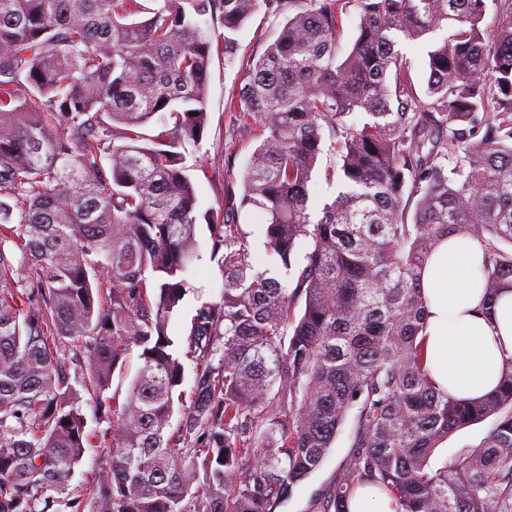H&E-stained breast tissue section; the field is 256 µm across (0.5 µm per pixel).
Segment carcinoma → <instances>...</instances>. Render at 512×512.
Wrapping results in <instances>:
<instances>
[{
    "label": "carcinoma",
    "mask_w": 512,
    "mask_h": 512,
    "mask_svg": "<svg viewBox=\"0 0 512 512\" xmlns=\"http://www.w3.org/2000/svg\"><path fill=\"white\" fill-rule=\"evenodd\" d=\"M494 2L491 34L487 0H0V512H271L350 416L319 512H349L365 485L399 512H512V355L490 396L452 398L426 367L421 287L454 233L483 243L489 301L512 283V0ZM260 9L279 30L248 54L234 34ZM444 27L421 90L397 45ZM216 41L238 66L227 107L260 144L205 217L224 288L182 350L168 323L199 257L182 159ZM325 151L340 190L314 220ZM245 209L266 214L282 277L249 262ZM135 350L125 402L106 405ZM68 352L110 423L86 494L68 493L95 438ZM490 417L479 447L434 464ZM493 421L494 418H489L457 431L438 449L436 461L441 464L448 459L449 462L458 448L478 446L492 427Z\"/></svg>",
    "instance_id": "obj_1"
}]
</instances>
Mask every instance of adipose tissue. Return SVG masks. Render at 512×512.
<instances>
[{
	"label": "adipose tissue",
	"instance_id": "ef3b65f1",
	"mask_svg": "<svg viewBox=\"0 0 512 512\" xmlns=\"http://www.w3.org/2000/svg\"><path fill=\"white\" fill-rule=\"evenodd\" d=\"M484 249L472 237L444 239L422 276L427 316L426 361L436 384L457 399L483 398L496 388L504 354H512V288L484 310Z\"/></svg>",
	"mask_w": 512,
	"mask_h": 512
}]
</instances>
